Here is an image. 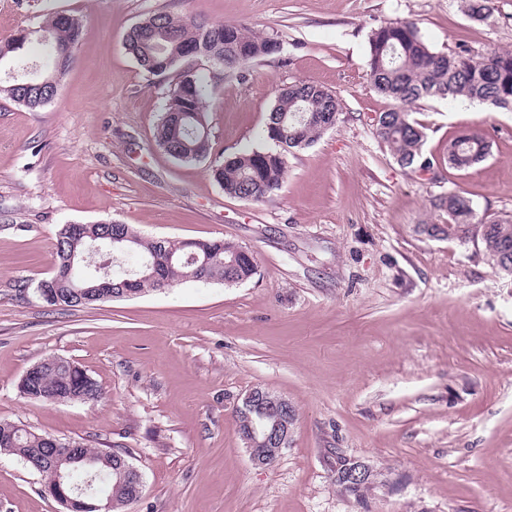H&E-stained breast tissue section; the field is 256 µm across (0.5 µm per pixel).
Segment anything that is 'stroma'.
Masks as SVG:
<instances>
[{
    "mask_svg": "<svg viewBox=\"0 0 512 512\" xmlns=\"http://www.w3.org/2000/svg\"><path fill=\"white\" fill-rule=\"evenodd\" d=\"M71 11L84 23L55 99L32 112L0 97V421L125 453L144 489L121 512H360L334 483L336 455L387 484L369 512H512V277L479 242L430 235L456 189L479 219L512 221V109L423 100L436 180L401 168L376 133L392 103L369 84V35L407 21L429 47L512 51V0L473 18L463 0H0V38ZM194 15L275 37L277 54L201 63L211 150L179 162L155 143L170 78L124 48L148 15ZM304 81L342 105L334 129L289 154L281 191L253 202L211 176L267 148L276 88ZM475 130L489 156L439 157ZM109 218L150 239H227L257 272L59 310L38 295L64 224ZM63 357L102 389L93 403L25 397L38 361ZM296 412L290 444L253 466L235 409L255 387ZM0 512H65L42 476L0 455Z\"/></svg>",
    "mask_w": 512,
    "mask_h": 512,
    "instance_id": "stroma-1",
    "label": "stroma"
}]
</instances>
